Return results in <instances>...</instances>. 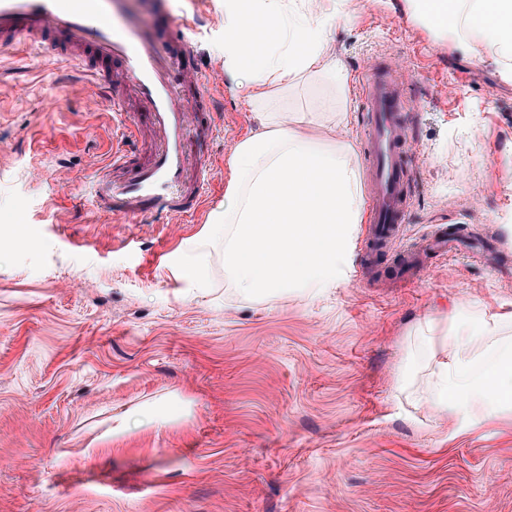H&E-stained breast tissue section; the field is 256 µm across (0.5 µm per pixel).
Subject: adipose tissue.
<instances>
[{
	"mask_svg": "<svg viewBox=\"0 0 512 512\" xmlns=\"http://www.w3.org/2000/svg\"><path fill=\"white\" fill-rule=\"evenodd\" d=\"M235 17L227 31L225 68L240 80L251 103L268 101L289 82L315 75L346 94L349 73L328 53L338 17L351 0L283 14L280 0H226ZM438 30L466 15V47L485 43L497 58L512 57V0H412ZM231 179L222 208L212 212L205 233L186 241L175 267L195 286L208 278V258L218 256L224 284L241 297L279 295L297 288L318 294L335 287L340 265L363 222L359 174L345 147L321 150L288 123L284 112L265 113L260 127L241 139L230 159ZM481 335L468 343L434 334L422 322L414 341L448 348L422 389L436 412L451 406L489 420L512 410V336L497 333L495 320L479 314Z\"/></svg>",
	"mask_w": 512,
	"mask_h": 512,
	"instance_id": "ef3b65f1",
	"label": "adipose tissue"
}]
</instances>
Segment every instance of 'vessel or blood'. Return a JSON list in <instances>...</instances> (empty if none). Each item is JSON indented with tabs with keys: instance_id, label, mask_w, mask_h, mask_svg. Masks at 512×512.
<instances>
[{
	"instance_id": "1",
	"label": "vessel or blood",
	"mask_w": 512,
	"mask_h": 512,
	"mask_svg": "<svg viewBox=\"0 0 512 512\" xmlns=\"http://www.w3.org/2000/svg\"><path fill=\"white\" fill-rule=\"evenodd\" d=\"M171 29L154 35L157 19ZM171 0H0V49L39 46L73 62L88 78L104 75L100 100L125 120L124 146L98 169L95 197L124 219L149 214L188 221L208 190L205 148L212 84L195 63ZM359 99L367 114L369 222L385 248L409 207L406 161L400 152L411 105L390 70L369 64Z\"/></svg>"
}]
</instances>
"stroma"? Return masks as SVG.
Wrapping results in <instances>:
<instances>
[{"instance_id":"obj_1","label":"stroma","mask_w":512,"mask_h":512,"mask_svg":"<svg viewBox=\"0 0 512 512\" xmlns=\"http://www.w3.org/2000/svg\"><path fill=\"white\" fill-rule=\"evenodd\" d=\"M198 66L214 78L210 186L194 221L113 215L90 181L122 120L90 107L76 66L35 47L0 51V512H512V411L439 414L417 393L434 351L409 358L426 318L449 334L469 311L512 336V67L438 35L406 0H353L333 46L407 77L411 207L367 264V224L337 287L242 298L219 258L206 287L176 252L224 204L257 108L224 71V0H179ZM314 77L274 101L321 146L350 144L367 175V117ZM455 226L480 245L404 251Z\"/></svg>"}]
</instances>
